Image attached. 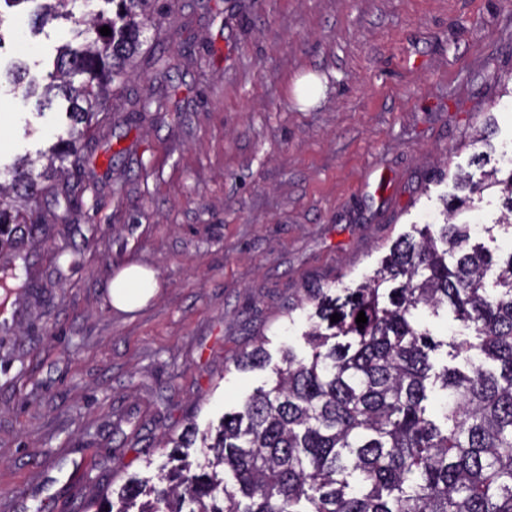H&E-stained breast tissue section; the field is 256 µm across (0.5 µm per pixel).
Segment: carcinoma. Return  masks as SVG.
<instances>
[{"label":"carcinoma","mask_w":512,"mask_h":512,"mask_svg":"<svg viewBox=\"0 0 512 512\" xmlns=\"http://www.w3.org/2000/svg\"><path fill=\"white\" fill-rule=\"evenodd\" d=\"M76 0H44L33 27L56 21L78 28L82 41L58 47L46 83L27 78L18 63L12 83L25 96L60 95L70 126L48 148L35 171L21 158L13 179L0 184V241L40 226L7 202L39 201L58 188L48 205L55 224L70 219L74 198L56 177L81 170L93 153L77 143L94 136L99 114L112 106V86L133 70L138 57L156 71L168 69L165 42L143 51L144 33L160 31L167 0H102L108 9L80 15ZM107 26L111 35L103 36ZM496 132L487 118L472 142ZM455 195L443 224L394 240L374 275L356 288L314 285L288 308L310 304L303 339L308 354L282 352L267 383L244 395L220 425L189 426L169 456L176 465L158 485L142 490L125 483L90 501L95 512H512V248L495 257L470 244L471 227L458 212L487 190L502 199L495 224L512 230V164L479 180L454 176ZM34 288L29 253L0 263V310L11 295ZM422 310L449 311L460 325L451 340H438L421 325ZM365 312L367 323L356 318ZM334 314L340 316L331 322ZM266 339L236 359V367L267 366ZM463 365L435 367L441 348ZM201 442L212 457L197 467L177 449Z\"/></svg>","instance_id":"obj_1"}]
</instances>
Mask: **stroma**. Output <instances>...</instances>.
Here are the masks:
<instances>
[{
  "mask_svg": "<svg viewBox=\"0 0 512 512\" xmlns=\"http://www.w3.org/2000/svg\"><path fill=\"white\" fill-rule=\"evenodd\" d=\"M36 0L0 10V67L42 74L76 34L32 28ZM172 69L139 67L74 173L70 221L30 251L40 296L0 330V512H55L129 477L157 484L166 436L217 426L269 369L234 362L267 337L306 349L312 282L353 286L412 225L439 222L470 171L473 125L494 116L491 162L512 153V5L507 0H171ZM317 75L303 106L296 82ZM179 85L170 95L171 85ZM167 96L164 112L137 95ZM62 132L0 83V183ZM130 148L107 166L112 144ZM139 262L160 293L128 315L113 276Z\"/></svg>",
  "mask_w": 512,
  "mask_h": 512,
  "instance_id": "stroma-1",
  "label": "stroma"
}]
</instances>
